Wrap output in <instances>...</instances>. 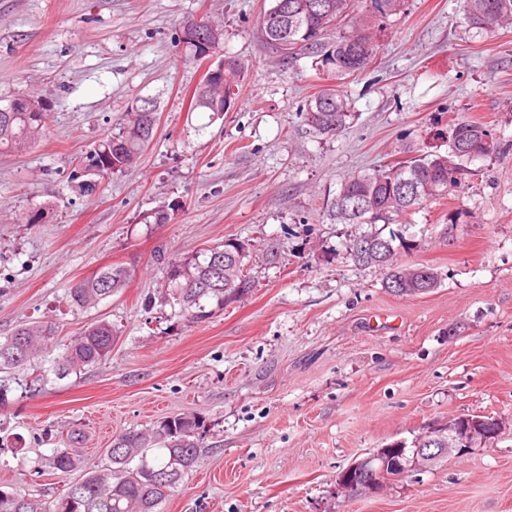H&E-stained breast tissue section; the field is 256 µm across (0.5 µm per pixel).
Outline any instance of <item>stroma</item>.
Masks as SVG:
<instances>
[{
  "mask_svg": "<svg viewBox=\"0 0 512 512\" xmlns=\"http://www.w3.org/2000/svg\"><path fill=\"white\" fill-rule=\"evenodd\" d=\"M271 5L0 0V106L31 95L50 112L31 147L0 152V336L50 316L58 353L91 322L117 332L105 362L62 378L42 357L16 373L0 406V489L53 500L70 478L37 463L71 431L83 474L107 465L114 435L192 413L199 462L161 512H512V150L391 224L418 242L402 261L438 273L428 293L389 292L345 251L360 226L326 212L344 178L408 149L446 151L457 116L512 142V26L479 33L460 0H408L367 69L340 81L351 127L322 138L301 111L330 81L261 40ZM203 11L246 65L230 112L188 110L204 68L178 36ZM141 97L158 115L140 163L81 175ZM161 210L169 223H155ZM228 238L250 245L252 288L206 322L178 317L164 259ZM108 264L130 269L128 286L69 307L72 283ZM471 415L501 418L499 437L373 497L339 490L354 461Z\"/></svg>",
  "mask_w": 512,
  "mask_h": 512,
  "instance_id": "1",
  "label": "stroma"
}]
</instances>
